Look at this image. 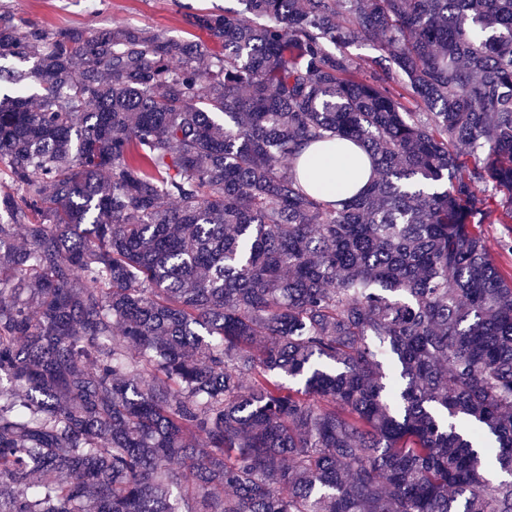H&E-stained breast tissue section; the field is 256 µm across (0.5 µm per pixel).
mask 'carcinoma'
I'll use <instances>...</instances> for the list:
<instances>
[{
    "mask_svg": "<svg viewBox=\"0 0 512 512\" xmlns=\"http://www.w3.org/2000/svg\"><path fill=\"white\" fill-rule=\"evenodd\" d=\"M238 3L0 15V512H512V0ZM236 6L233 0H0V14L50 33L78 30L91 37L119 21L176 38L210 41L205 31L189 24L188 15ZM336 142L338 141H334V146H328L324 150L318 152L315 151V146H312L308 148L303 154V158L312 153L317 154V159L319 162L318 167L320 172L324 174L329 180H332L329 185L333 186L332 190L330 191V200L344 198H336V195L344 194L340 190L339 186L349 182L356 176V171L347 160L345 154L340 149L336 148Z\"/></svg>",
    "mask_w": 512,
    "mask_h": 512,
    "instance_id": "obj_1",
    "label": "carcinoma"
}]
</instances>
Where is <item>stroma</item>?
I'll return each mask as SVG.
<instances>
[{"instance_id":"35a3bbf8","label":"stroma","mask_w":512,"mask_h":512,"mask_svg":"<svg viewBox=\"0 0 512 512\" xmlns=\"http://www.w3.org/2000/svg\"><path fill=\"white\" fill-rule=\"evenodd\" d=\"M233 4L234 0H0V14L51 33L77 30L91 37L119 21L176 38L203 40L206 32L190 25L189 15Z\"/></svg>"}]
</instances>
